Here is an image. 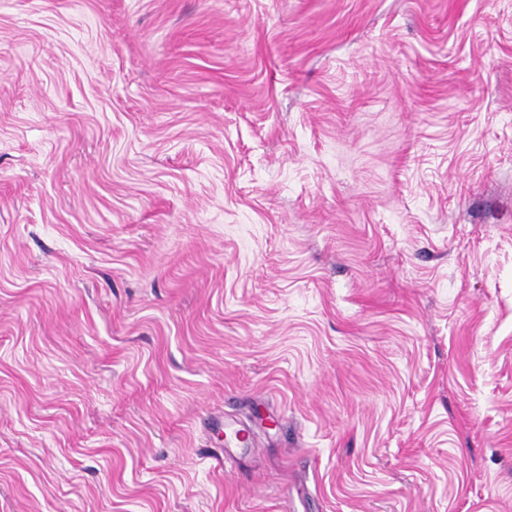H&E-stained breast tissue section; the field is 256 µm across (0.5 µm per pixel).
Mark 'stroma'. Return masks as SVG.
Here are the masks:
<instances>
[{
  "instance_id": "1",
  "label": "stroma",
  "mask_w": 512,
  "mask_h": 512,
  "mask_svg": "<svg viewBox=\"0 0 512 512\" xmlns=\"http://www.w3.org/2000/svg\"><path fill=\"white\" fill-rule=\"evenodd\" d=\"M0 512H512V0H0Z\"/></svg>"
}]
</instances>
